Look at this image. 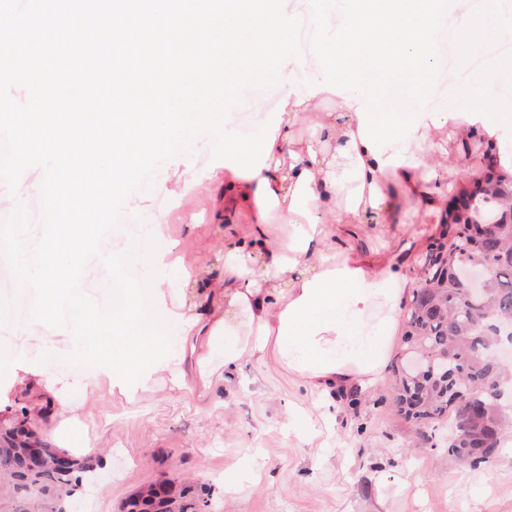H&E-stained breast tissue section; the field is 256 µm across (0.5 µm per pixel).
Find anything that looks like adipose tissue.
<instances>
[{
  "mask_svg": "<svg viewBox=\"0 0 512 512\" xmlns=\"http://www.w3.org/2000/svg\"><path fill=\"white\" fill-rule=\"evenodd\" d=\"M451 22L464 53L499 42L512 29V0H488L471 13L460 7ZM512 78V61L487 53L465 80L449 79L448 101L424 113L406 142L374 156L358 133L360 96L341 94L339 112L306 124L307 92L290 95L269 158L253 178L215 168L200 189L224 227L223 273L190 270L181 287L161 283L165 315L188 318L177 336L176 357L162 363L170 390H186L181 359L198 352L204 383L240 370L252 356L268 357L310 392H365L384 376L401 315L419 286L412 262L417 239L391 249L386 233L409 208L434 213L448 207V187L462 171L442 163L443 131L481 140L512 165L503 147L512 120L493 115L498 88ZM333 151H326V143ZM247 213L238 229L230 216ZM50 405L62 423L59 447L91 455L66 415L84 406L78 381L46 380Z\"/></svg>",
  "mask_w": 512,
  "mask_h": 512,
  "instance_id": "ef3b65f1",
  "label": "adipose tissue"
}]
</instances>
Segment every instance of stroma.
<instances>
[{
  "label": "stroma",
  "mask_w": 512,
  "mask_h": 512,
  "mask_svg": "<svg viewBox=\"0 0 512 512\" xmlns=\"http://www.w3.org/2000/svg\"><path fill=\"white\" fill-rule=\"evenodd\" d=\"M448 164L468 181L484 179L492 167L481 142L444 138ZM211 148L198 139L191 155L163 164L169 185H184L214 167ZM137 213L163 216L166 235L189 239L187 266L220 270L224 234L212 224L204 199L193 192L171 199L143 190ZM137 213H124L101 248L129 249ZM54 328L24 320L0 326V347L26 350L31 363L43 358ZM189 394L158 388L119 402L89 387L75 428L98 448L104 465L75 512H123L144 485L190 478L203 485L207 512H512V413L503 422L507 442L489 463L473 468L450 458L447 430L422 443L393 402L396 367L384 380L351 400L311 394L275 363L250 360L226 380L202 391L193 360L184 364ZM19 368L0 366V390L11 391L0 408V429L28 416L42 441H50L58 419L38 415L14 388ZM302 416L299 433L288 430L289 412Z\"/></svg>",
  "instance_id": "stroma-1"
}]
</instances>
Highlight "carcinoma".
<instances>
[{
  "label": "carcinoma",
  "instance_id": "carcinoma-1",
  "mask_svg": "<svg viewBox=\"0 0 512 512\" xmlns=\"http://www.w3.org/2000/svg\"><path fill=\"white\" fill-rule=\"evenodd\" d=\"M498 210L482 224L458 211L463 188L448 202L438 236L420 260L422 279L404 312L402 360L397 368L394 404L417 428L445 423L458 428V397L475 399L466 413L467 432L448 436V455L473 465L488 463L504 436V402L490 391L499 387L505 369L494 358L512 320V181L496 177ZM490 270L483 291L470 293L458 282L460 266ZM419 357L424 371L415 373ZM17 425L0 435V512H71L99 458H77L40 441ZM204 499L185 483L174 492L152 484L126 503L128 512H199Z\"/></svg>",
  "mask_w": 512,
  "mask_h": 512
}]
</instances>
